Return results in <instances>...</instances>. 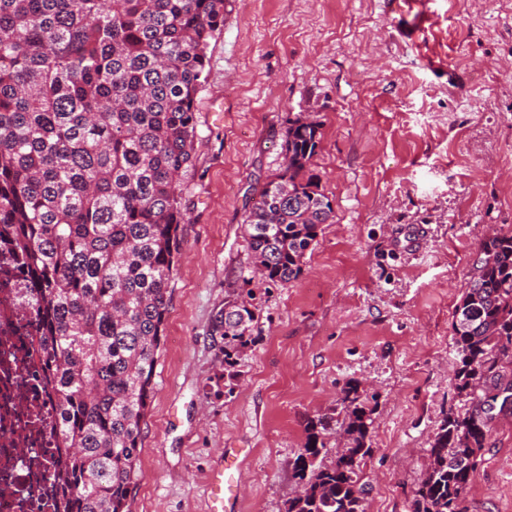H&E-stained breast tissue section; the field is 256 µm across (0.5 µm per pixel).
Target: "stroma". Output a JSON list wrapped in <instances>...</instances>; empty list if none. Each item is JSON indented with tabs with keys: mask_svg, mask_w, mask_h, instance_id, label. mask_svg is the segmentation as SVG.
<instances>
[{
	"mask_svg": "<svg viewBox=\"0 0 512 512\" xmlns=\"http://www.w3.org/2000/svg\"><path fill=\"white\" fill-rule=\"evenodd\" d=\"M226 0L195 102L184 222L131 512H209L225 449L238 512H284L308 419L378 396L367 512H411L454 387V307L482 239L512 233V7L498 0ZM334 209L297 280H253L244 218L282 168L289 121ZM254 295L234 378L209 328ZM464 512H512V415L490 425Z\"/></svg>",
	"mask_w": 512,
	"mask_h": 512,
	"instance_id": "1",
	"label": "stroma"
}]
</instances>
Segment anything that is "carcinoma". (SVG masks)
I'll return each mask as SVG.
<instances>
[{
    "label": "carcinoma",
    "mask_w": 512,
    "mask_h": 512,
    "mask_svg": "<svg viewBox=\"0 0 512 512\" xmlns=\"http://www.w3.org/2000/svg\"><path fill=\"white\" fill-rule=\"evenodd\" d=\"M224 0H0V224L35 273L59 408L55 512H130L142 425L154 396L184 223L180 182L197 137L195 101ZM318 124L284 135V168L245 215L255 273L297 279L330 200L309 173ZM252 304L211 323L224 369L248 346ZM459 395L412 512H462L489 422L485 397L512 392V234L485 239L452 321ZM376 394L342 390L344 446L324 465L326 417L308 420L285 512H366L361 464Z\"/></svg>",
    "instance_id": "carcinoma-1"
}]
</instances>
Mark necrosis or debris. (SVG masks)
Segmentation results:
<instances>
[{
  "instance_id": "necrosis-or-debris-1",
  "label": "necrosis or debris",
  "mask_w": 512,
  "mask_h": 512,
  "mask_svg": "<svg viewBox=\"0 0 512 512\" xmlns=\"http://www.w3.org/2000/svg\"><path fill=\"white\" fill-rule=\"evenodd\" d=\"M0 224V512H53L57 402L36 282Z\"/></svg>"
}]
</instances>
